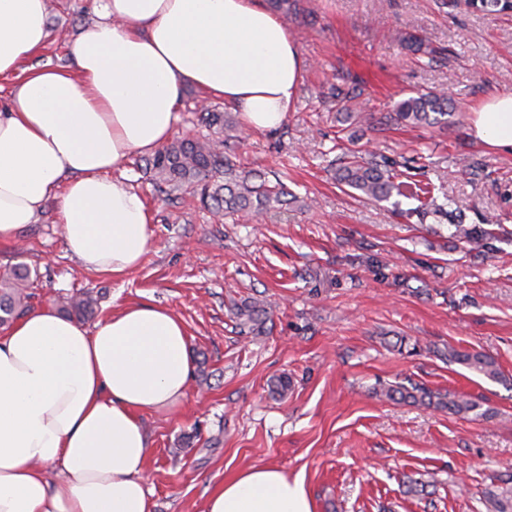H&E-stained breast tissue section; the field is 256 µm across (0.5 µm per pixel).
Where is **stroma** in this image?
<instances>
[{
  "label": "stroma",
  "instance_id": "stroma-1",
  "mask_svg": "<svg viewBox=\"0 0 512 512\" xmlns=\"http://www.w3.org/2000/svg\"><path fill=\"white\" fill-rule=\"evenodd\" d=\"M94 0H52L44 62L67 64L71 35L95 21ZM285 23L304 59L284 125L241 130L231 160L278 173L296 202L249 221L218 219L186 191L170 197L131 155L125 178L153 213L154 243L119 278L86 271L66 249L49 203L37 223L0 242V271L34 275L33 308L76 290L92 319L129 304L170 309L189 336L194 373L176 409L144 414L156 512H202L207 496L251 465L301 476L315 512H486L512 490V156L469 133L487 95L512 91V12L465 0H300ZM422 35L410 50L397 32ZM358 88L356 109L381 117L414 91H443L447 128L343 120L332 86ZM402 177L442 187L447 215L402 197L375 201L336 181L349 137ZM480 230L469 241L454 224ZM258 298L262 336L235 310ZM495 361L492 381L443 350ZM285 377V396L272 380ZM477 401L485 415L379 399L390 382ZM428 481L407 493L408 477Z\"/></svg>",
  "mask_w": 512,
  "mask_h": 512
}]
</instances>
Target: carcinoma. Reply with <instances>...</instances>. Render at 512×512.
<instances>
[{
  "instance_id": "cac0c4a2",
  "label": "carcinoma",
  "mask_w": 512,
  "mask_h": 512,
  "mask_svg": "<svg viewBox=\"0 0 512 512\" xmlns=\"http://www.w3.org/2000/svg\"><path fill=\"white\" fill-rule=\"evenodd\" d=\"M452 111L448 96L439 91L417 92L396 105L391 119L406 125L422 126L448 123ZM202 122L221 134L217 140L177 139L152 158L150 165L160 183L169 191L191 189L201 204L216 213L226 215H256L276 206L288 205V189L280 178L270 182L260 173L244 174L227 157L237 142V124L227 112L205 110ZM337 181L375 200L394 195L419 202V210L439 214L444 205L437 202L434 188L400 179L388 164L367 160L358 151L347 149L336 170ZM31 271L18 265L0 273V326H7L29 310ZM93 299L86 294L72 295L65 301L64 310L76 317L92 314ZM236 318L247 332L259 335L265 331L269 312L259 300L247 301L237 307ZM448 363H458L490 379L499 376L495 362L479 353L448 350ZM379 397L393 402H411L437 408H447L459 414L474 413L479 405L465 397L437 395L402 383L387 384L376 391ZM487 512H512V495L489 490L485 495Z\"/></svg>"
}]
</instances>
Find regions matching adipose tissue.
Returning <instances> with one entry per match:
<instances>
[{
	"label": "adipose tissue",
	"mask_w": 512,
	"mask_h": 512,
	"mask_svg": "<svg viewBox=\"0 0 512 512\" xmlns=\"http://www.w3.org/2000/svg\"><path fill=\"white\" fill-rule=\"evenodd\" d=\"M95 23L67 46L66 67L37 65L47 0H0V239L58 203L68 251L121 277L152 247L153 216L120 171L166 143L183 89L280 128L303 59L264 0H95ZM470 134L512 154V92L486 97ZM189 339L169 309L131 304L86 329L47 305L0 336V512H154L143 414L176 406L193 376ZM203 512H314L301 478L251 466Z\"/></svg>",
	"instance_id": "adipose-tissue-1"
}]
</instances>
